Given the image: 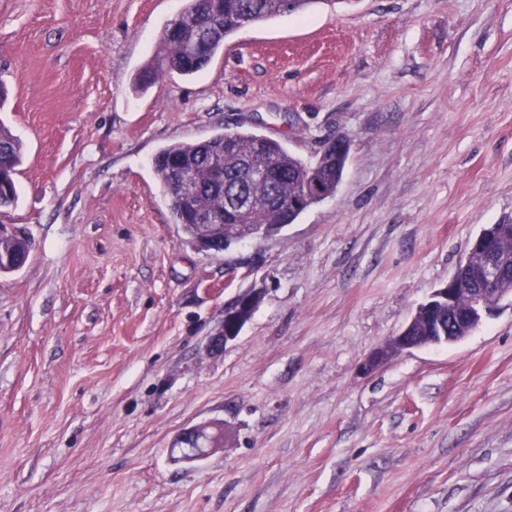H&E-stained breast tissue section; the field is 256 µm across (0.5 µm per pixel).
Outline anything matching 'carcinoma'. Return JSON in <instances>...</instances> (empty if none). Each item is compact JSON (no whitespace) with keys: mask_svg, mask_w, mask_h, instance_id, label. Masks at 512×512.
Segmentation results:
<instances>
[{"mask_svg":"<svg viewBox=\"0 0 512 512\" xmlns=\"http://www.w3.org/2000/svg\"><path fill=\"white\" fill-rule=\"evenodd\" d=\"M338 0H185L176 18L164 27L159 38L157 62L150 77H190L204 69L224 40L239 29L305 11L315 3ZM224 158L227 189L211 190L208 160L202 155ZM0 155L7 165L0 182V210L17 203L15 176L22 161V145L0 123ZM347 151H327L305 159L276 139H264L248 130H226L199 142H178L163 147L152 160L165 200L179 224L192 240L205 236L207 227L197 225L195 209L224 213V232L229 241L244 240L261 230L272 233L291 224L307 208L318 203L304 198L306 184L317 180L334 194L343 177ZM175 163L188 165L194 192L181 195L169 187ZM499 256L512 258V223L496 224L490 230ZM32 241L18 230L0 234V252L12 257L0 266V275L19 271L32 252Z\"/></svg>","mask_w":512,"mask_h":512,"instance_id":"obj_1","label":"carcinoma"}]
</instances>
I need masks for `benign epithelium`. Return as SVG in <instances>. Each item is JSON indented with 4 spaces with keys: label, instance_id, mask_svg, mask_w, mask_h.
I'll use <instances>...</instances> for the list:
<instances>
[{
    "label": "benign epithelium",
    "instance_id": "benign-epithelium-1",
    "mask_svg": "<svg viewBox=\"0 0 512 512\" xmlns=\"http://www.w3.org/2000/svg\"><path fill=\"white\" fill-rule=\"evenodd\" d=\"M199 220L211 226L209 237L200 244V248L212 254L224 253L228 241L224 239L221 225L215 223L214 217L210 214L199 215ZM471 247H479L487 254L486 264L476 275L482 287L464 288L461 280L455 276L451 277L446 286L436 289L428 300L418 306L411 320L397 336L372 352L364 364V369L369 371L383 366L400 351L421 348L422 344L416 337L409 335L412 327L420 320L435 326L443 333L442 342L446 343L450 339L458 342L462 337L449 338L445 336L446 331L463 328L471 333L480 327L484 316L492 313L501 302L512 301L511 288L493 287L496 281L508 278V270L506 263L495 259L490 240L478 237L472 242ZM462 294L469 295L473 301L472 310L466 314L457 311V301ZM254 303L255 299L252 297H241L224 310V322L210 339L209 350L218 351L237 337L243 320ZM175 440V450L179 452L180 460L189 463L201 462L217 449L224 447V422H199L183 429Z\"/></svg>",
    "mask_w": 512,
    "mask_h": 512
}]
</instances>
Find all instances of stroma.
Masks as SVG:
<instances>
[{"mask_svg": "<svg viewBox=\"0 0 512 512\" xmlns=\"http://www.w3.org/2000/svg\"><path fill=\"white\" fill-rule=\"evenodd\" d=\"M182 7L0 0L23 148L0 220L34 241L0 277V512H512V305L359 370L512 223V0H320L141 83ZM228 129L348 160L335 195L214 255L152 159ZM207 419L223 448L173 460ZM254 303L253 297H241L231 307L224 310V322L220 330L210 339L208 345L210 351L222 349L229 341L237 337L243 320Z\"/></svg>", "mask_w": 512, "mask_h": 512, "instance_id": "obj_1", "label": "stroma"}]
</instances>
